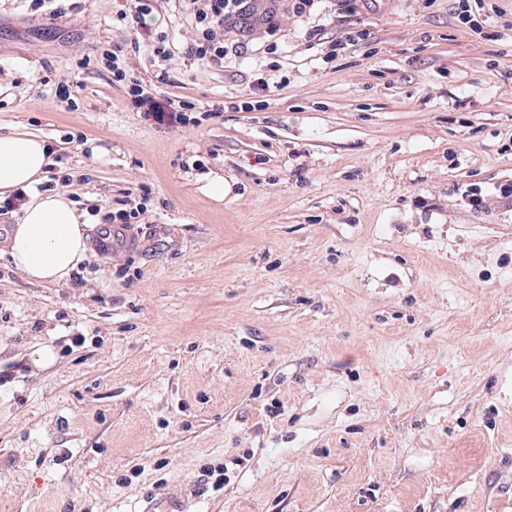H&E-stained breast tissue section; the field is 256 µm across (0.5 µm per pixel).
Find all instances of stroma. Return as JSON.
Here are the masks:
<instances>
[{
    "mask_svg": "<svg viewBox=\"0 0 512 512\" xmlns=\"http://www.w3.org/2000/svg\"><path fill=\"white\" fill-rule=\"evenodd\" d=\"M487 2L474 30L458 0H318L201 65L178 0L132 30L126 0H0V127L89 218L41 285L0 212V512H512V0ZM116 46L140 106L77 66ZM261 77L267 107L232 110ZM182 99L194 122L157 119ZM174 49H176L174 41L169 38L167 33L160 32L157 34L153 41L152 54L154 63H157L158 68L160 69L156 78L161 82H166L169 79L166 67L162 66H165V63L174 54Z\"/></svg>",
    "mask_w": 512,
    "mask_h": 512,
    "instance_id": "1",
    "label": "stroma"
}]
</instances>
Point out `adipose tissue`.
I'll list each match as a JSON object with an SVG mask.
<instances>
[{
  "label": "adipose tissue",
  "instance_id": "1",
  "mask_svg": "<svg viewBox=\"0 0 512 512\" xmlns=\"http://www.w3.org/2000/svg\"><path fill=\"white\" fill-rule=\"evenodd\" d=\"M50 163L44 139L0 131V198L17 190L28 196L9 232V260L32 282L58 284L88 258V223L65 192L40 189Z\"/></svg>",
  "mask_w": 512,
  "mask_h": 512
}]
</instances>
